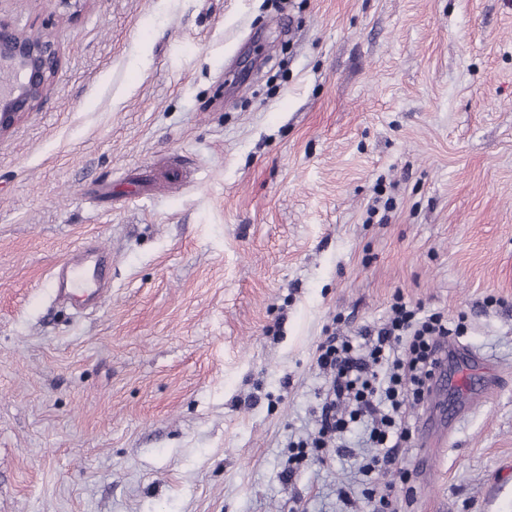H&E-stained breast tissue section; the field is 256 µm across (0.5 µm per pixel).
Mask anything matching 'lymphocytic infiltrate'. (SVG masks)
Wrapping results in <instances>:
<instances>
[{
    "label": "lymphocytic infiltrate",
    "instance_id": "f902f5d3",
    "mask_svg": "<svg viewBox=\"0 0 512 512\" xmlns=\"http://www.w3.org/2000/svg\"><path fill=\"white\" fill-rule=\"evenodd\" d=\"M438 313L422 305L395 300L386 321L360 330L361 344L346 336L328 335L317 347L316 364L327 377L320 398L316 429L291 443L285 477L308 459L344 453L346 435L363 425L371 453L361 472L362 494L373 512H397L396 496L383 473L397 469L412 432L405 420L408 406L422 403L442 367V340L459 334Z\"/></svg>",
    "mask_w": 512,
    "mask_h": 512
}]
</instances>
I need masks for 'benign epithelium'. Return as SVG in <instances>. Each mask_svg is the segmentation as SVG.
<instances>
[{
	"label": "benign epithelium",
	"instance_id": "obj_1",
	"mask_svg": "<svg viewBox=\"0 0 512 512\" xmlns=\"http://www.w3.org/2000/svg\"><path fill=\"white\" fill-rule=\"evenodd\" d=\"M59 63V47L49 35L0 17V137L41 102Z\"/></svg>",
	"mask_w": 512,
	"mask_h": 512
}]
</instances>
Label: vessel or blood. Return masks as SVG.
I'll use <instances>...</instances> for the list:
<instances>
[{
    "label": "vessel or blood",
    "mask_w": 512,
    "mask_h": 512,
    "mask_svg": "<svg viewBox=\"0 0 512 512\" xmlns=\"http://www.w3.org/2000/svg\"><path fill=\"white\" fill-rule=\"evenodd\" d=\"M110 261V253L100 245L80 246L75 257L59 265L53 273L59 292L74 300L104 299ZM449 383L467 410L483 402L492 388L491 377L478 378L467 369L456 371Z\"/></svg>",
    "instance_id": "obj_1"
}]
</instances>
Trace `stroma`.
<instances>
[{"label":"stroma","instance_id":"1","mask_svg":"<svg viewBox=\"0 0 512 512\" xmlns=\"http://www.w3.org/2000/svg\"><path fill=\"white\" fill-rule=\"evenodd\" d=\"M61 70L0 137V512H351L316 349L394 295L496 389L408 512H512V0H0ZM263 65L237 84L250 51ZM182 181L164 182L171 165ZM94 310L55 297L83 242ZM76 252L53 273L59 292L74 300L104 299L111 254L98 244L82 245Z\"/></svg>","mask_w":512,"mask_h":512}]
</instances>
